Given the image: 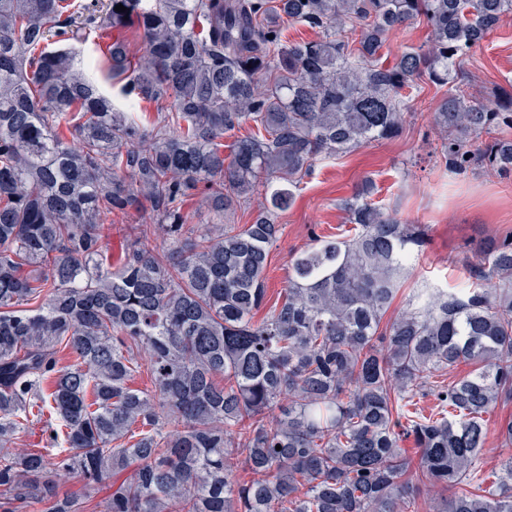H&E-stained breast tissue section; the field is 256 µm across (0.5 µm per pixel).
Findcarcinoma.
Segmentation results:
<instances>
[{
	"label": "carcinoma",
	"instance_id": "obj_1",
	"mask_svg": "<svg viewBox=\"0 0 512 512\" xmlns=\"http://www.w3.org/2000/svg\"><path fill=\"white\" fill-rule=\"evenodd\" d=\"M509 14L512 0H0V512H85L129 468L102 512H421L422 489L450 487L432 512H512V454L481 466L485 415L512 402V235L477 246L468 287L422 290L385 323L425 233L367 177L341 203L354 235L314 239L256 319L276 215L320 157L398 136L405 92L445 89L449 172L512 175V94L486 103L459 78ZM417 20L425 44L383 62ZM297 23L317 37L285 40ZM129 27L141 54L103 49L115 99L80 52ZM255 195L251 223H224ZM196 197L213 221L195 230ZM144 208L163 246L143 229L112 265V224ZM428 395L437 412L410 410ZM46 411V447H12ZM70 474L85 494L60 493Z\"/></svg>",
	"mask_w": 512,
	"mask_h": 512
}]
</instances>
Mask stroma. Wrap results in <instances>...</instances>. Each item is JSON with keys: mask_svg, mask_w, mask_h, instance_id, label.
Instances as JSON below:
<instances>
[{"mask_svg": "<svg viewBox=\"0 0 512 512\" xmlns=\"http://www.w3.org/2000/svg\"><path fill=\"white\" fill-rule=\"evenodd\" d=\"M461 71L481 98L512 93V15L503 17L465 57ZM440 96L435 87L422 89L411 102L400 136L315 164L293 204L276 218L281 234L268 260L267 304L282 297L293 258L313 236L349 230L339 203L367 176L375 179L376 199L389 212L426 230V244L409 263L389 316L403 311L413 289L463 285L468 280L466 259L473 256L475 243L512 234V178L484 169L453 175L436 158L441 140L432 114Z\"/></svg>", "mask_w": 512, "mask_h": 512, "instance_id": "obj_1", "label": "stroma"}]
</instances>
